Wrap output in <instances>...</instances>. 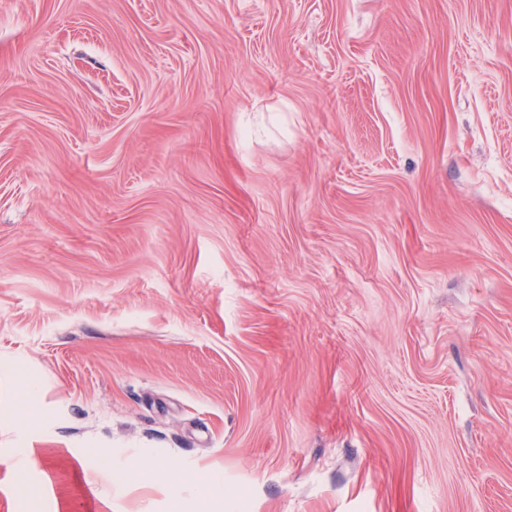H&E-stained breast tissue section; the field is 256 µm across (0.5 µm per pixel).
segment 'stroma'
I'll list each match as a JSON object with an SVG mask.
<instances>
[{
    "mask_svg": "<svg viewBox=\"0 0 512 512\" xmlns=\"http://www.w3.org/2000/svg\"><path fill=\"white\" fill-rule=\"evenodd\" d=\"M0 512H512V0H0ZM148 474L171 483L180 482L182 480L181 472L172 465H160L153 461L146 460L141 462L137 468L128 472L126 475L116 478L115 484L119 485L123 482L137 478L139 475Z\"/></svg>",
    "mask_w": 512,
    "mask_h": 512,
    "instance_id": "1",
    "label": "stroma"
}]
</instances>
